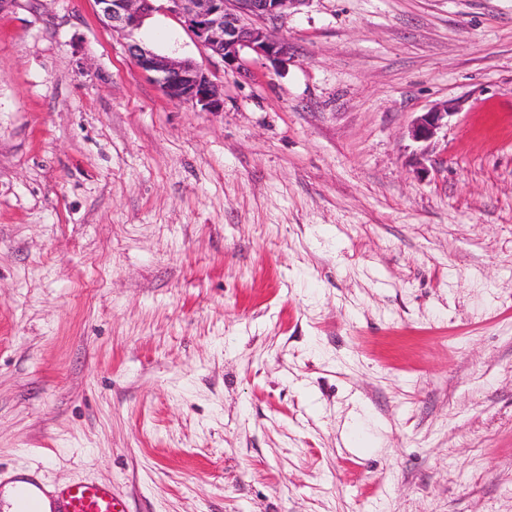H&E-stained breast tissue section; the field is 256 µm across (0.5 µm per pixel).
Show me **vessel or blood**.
Here are the masks:
<instances>
[{
    "label": "vessel or blood",
    "mask_w": 512,
    "mask_h": 512,
    "mask_svg": "<svg viewBox=\"0 0 512 512\" xmlns=\"http://www.w3.org/2000/svg\"><path fill=\"white\" fill-rule=\"evenodd\" d=\"M13 512H125L123 501L106 482L78 481L45 492L33 479L13 488Z\"/></svg>",
    "instance_id": "vessel-or-blood-1"
}]
</instances>
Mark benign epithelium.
<instances>
[{
	"label": "benign epithelium",
	"instance_id": "7a95c632",
	"mask_svg": "<svg viewBox=\"0 0 512 512\" xmlns=\"http://www.w3.org/2000/svg\"><path fill=\"white\" fill-rule=\"evenodd\" d=\"M157 0H96L104 23L129 39L127 51L139 69L152 76L164 95L189 102L208 112L224 110V89L197 63L162 54L135 38L157 11ZM165 11L176 18L211 55L230 68L243 66L250 52L274 67L288 63L290 44L264 25L245 22L247 17L275 21L289 9L308 0H163ZM234 8H228V4ZM448 107H435L419 115L410 130L412 139L431 140L448 124Z\"/></svg>",
	"mask_w": 512,
	"mask_h": 512
}]
</instances>
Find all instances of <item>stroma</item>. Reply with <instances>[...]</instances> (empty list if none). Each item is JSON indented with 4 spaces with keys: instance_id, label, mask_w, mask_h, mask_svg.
I'll list each match as a JSON object with an SVG mask.
<instances>
[{
    "instance_id": "stroma-1",
    "label": "stroma",
    "mask_w": 512,
    "mask_h": 512,
    "mask_svg": "<svg viewBox=\"0 0 512 512\" xmlns=\"http://www.w3.org/2000/svg\"><path fill=\"white\" fill-rule=\"evenodd\" d=\"M169 100L0 13V476L128 512H512V0H309ZM450 104L428 142L417 116Z\"/></svg>"
}]
</instances>
